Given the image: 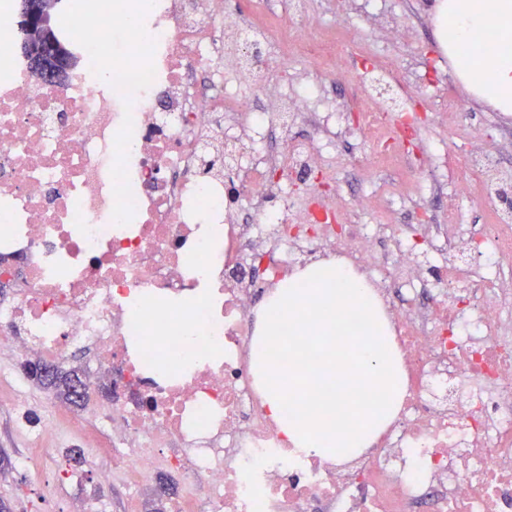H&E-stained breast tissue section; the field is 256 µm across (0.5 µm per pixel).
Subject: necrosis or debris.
Masks as SVG:
<instances>
[{
    "label": "necrosis or debris",
    "mask_w": 512,
    "mask_h": 512,
    "mask_svg": "<svg viewBox=\"0 0 512 512\" xmlns=\"http://www.w3.org/2000/svg\"><path fill=\"white\" fill-rule=\"evenodd\" d=\"M13 10L0 0V340L61 366L92 350L85 382L110 378L128 496L174 469L186 491L169 512H512V209L475 228L452 208L416 240L313 223L296 181L333 180L344 112L315 78L288 80L293 58L340 55L310 36V0L232 16L224 0H96L59 31L78 61L58 87L16 51ZM352 109L389 136L391 101ZM305 122L321 139L293 136ZM466 169L458 200L512 187L492 153ZM330 254L367 274L407 383L347 461L287 448L250 357L257 297ZM187 327L206 337L193 373L158 369Z\"/></svg>",
    "instance_id": "necrosis-or-debris-1"
}]
</instances>
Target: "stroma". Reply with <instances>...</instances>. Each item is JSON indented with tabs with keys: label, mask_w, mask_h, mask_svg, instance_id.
<instances>
[{
	"label": "stroma",
	"mask_w": 512,
	"mask_h": 512,
	"mask_svg": "<svg viewBox=\"0 0 512 512\" xmlns=\"http://www.w3.org/2000/svg\"><path fill=\"white\" fill-rule=\"evenodd\" d=\"M321 30L353 46L388 48L402 63V108L419 106L425 119L408 146L417 163L414 168L375 166L359 169V159L376 158L375 142L351 128L347 139L336 143V181L332 189L352 208L356 224H404L417 228L425 211L445 216L448 193L465 171L469 154L476 149L496 153L504 166L512 167V115L496 112L475 102L456 79L439 49L429 0H313ZM461 105L460 116L444 111L445 94ZM446 152L448 168L437 183L426 180L429 155ZM30 417H68L88 445L105 447L109 438L92 415L91 406L76 410L53 392L28 383L0 379V501L10 512H76L86 499L104 501L110 512H154L158 503L152 481L141 484L135 499H128L120 480L101 481L99 472L112 466L108 457L69 461L65 453L37 467H19L30 455L33 441L21 425V413ZM82 475L80 485H70L72 470Z\"/></svg>",
	"instance_id": "stroma-1"
}]
</instances>
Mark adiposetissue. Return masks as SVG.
Wrapping results in <instances>:
<instances>
[{
    "label": "adipose tissue",
    "instance_id": "ef3b65f1",
    "mask_svg": "<svg viewBox=\"0 0 512 512\" xmlns=\"http://www.w3.org/2000/svg\"><path fill=\"white\" fill-rule=\"evenodd\" d=\"M437 41L470 96L503 114L512 113V0H435ZM478 31L497 42L493 54L473 43Z\"/></svg>",
    "mask_w": 512,
    "mask_h": 512
}]
</instances>
